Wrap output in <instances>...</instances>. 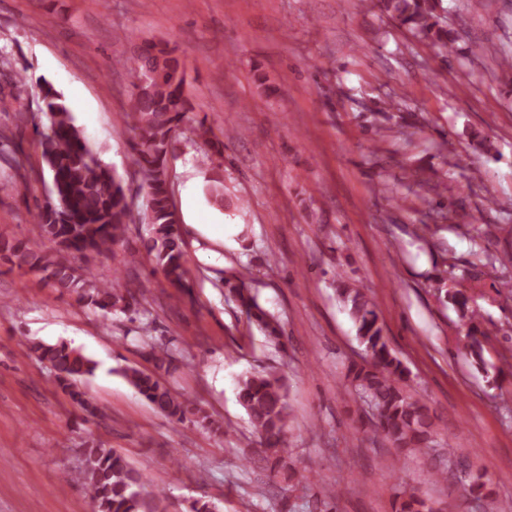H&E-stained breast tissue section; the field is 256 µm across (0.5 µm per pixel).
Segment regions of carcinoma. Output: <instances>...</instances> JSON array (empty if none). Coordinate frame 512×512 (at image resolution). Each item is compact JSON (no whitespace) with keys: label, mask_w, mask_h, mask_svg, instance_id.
<instances>
[{"label":"carcinoma","mask_w":512,"mask_h":512,"mask_svg":"<svg viewBox=\"0 0 512 512\" xmlns=\"http://www.w3.org/2000/svg\"><path fill=\"white\" fill-rule=\"evenodd\" d=\"M375 7L398 26L432 41L438 53L454 49L459 32L448 27L440 0H375ZM160 73L151 92L127 111L134 135L136 173L145 191L142 223L148 236L142 239L147 256L161 271L168 287L190 295L193 287L187 277L184 241L172 203L169 165L174 140L182 125L190 122L195 135L208 141L212 164L206 190L212 203L224 206V142L211 140L207 118L194 114L186 94L185 71L175 50L166 42L150 43L130 60V71L140 81L146 71ZM44 113L49 126L39 142L42 161L50 180L55 182L51 200L34 214L40 236L52 243L48 252L12 243L0 237V252L9 255L12 265L24 271H38L61 292L75 296L83 307L104 314L138 315L152 324L148 308L150 289L118 288L96 277L82 260L91 255H105L124 245L132 221V198L112 171L98 161L90 162L93 150L66 106L62 95L49 83L42 90ZM248 272L222 280L240 303L249 321L264 331L275 347H284L283 330L276 319L261 306L246 284ZM336 297L356 327V338L363 347L361 362L347 366L346 378L355 397L364 400L373 414L359 416L358 429L379 433L401 453H413L436 445V416L422 399L409 393L403 382L407 368L390 347L383 322L368 290L336 275ZM465 350L479 365H485V332L468 317ZM29 350L53 373L57 386L81 409L90 410L81 385L94 374L98 363L81 349L61 341L45 344L29 342ZM148 358L156 368L168 367L173 355L163 341L148 345ZM122 377L158 412L183 423L194 422L221 429L219 421L196 402L177 393L153 373L136 366L119 369ZM237 400L245 410L253 434L262 447L261 461L275 475L283 477L288 488L302 487L305 476L280 455L284 435L292 419L286 387L281 375L272 370L250 372L237 383ZM66 477L81 484L94 506V512H156L143 496L145 476L121 454L100 444L81 450L80 465ZM466 495L485 500L491 512H502L509 504L496 500L488 484L476 477L463 485ZM340 492L324 489L315 498L312 512H336ZM452 499L448 505L434 506L413 492L406 494L395 512H457Z\"/></svg>","instance_id":"carcinoma-1"}]
</instances>
